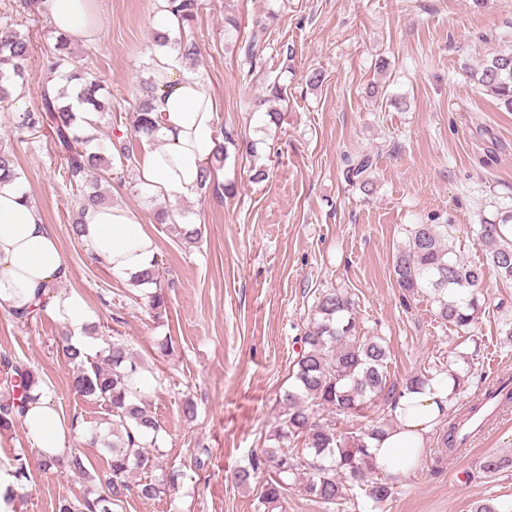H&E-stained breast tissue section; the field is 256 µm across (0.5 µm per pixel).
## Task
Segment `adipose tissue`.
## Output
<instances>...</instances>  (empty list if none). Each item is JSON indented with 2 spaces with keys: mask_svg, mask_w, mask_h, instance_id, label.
<instances>
[{
  "mask_svg": "<svg viewBox=\"0 0 512 512\" xmlns=\"http://www.w3.org/2000/svg\"><path fill=\"white\" fill-rule=\"evenodd\" d=\"M90 2L42 0L41 10L57 32L91 40L98 24ZM144 65L148 79L155 84L148 96L155 130L154 145L145 151L139 170L172 223L182 225L186 219L179 205L199 196L202 174L210 170L216 179L224 177L216 167L218 102L208 85L187 71L177 52L156 51ZM82 222L83 239L94 259L114 274H139L156 255L154 238L124 205L86 208ZM68 275L40 207L17 182L0 183V305L22 309L44 297L46 313L66 325L75 347L87 351L92 343L85 334L88 317L82 297L53 291ZM448 397V381L437 380L399 398L390 411L389 427L369 442L383 474L399 478L415 468ZM22 424L38 456L57 458L67 453L73 429L49 394L29 403Z\"/></svg>",
  "mask_w": 512,
  "mask_h": 512,
  "instance_id": "adipose-tissue-1",
  "label": "adipose tissue"
}]
</instances>
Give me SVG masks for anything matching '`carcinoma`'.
I'll use <instances>...</instances> for the list:
<instances>
[{
    "label": "carcinoma",
    "mask_w": 512,
    "mask_h": 512,
    "mask_svg": "<svg viewBox=\"0 0 512 512\" xmlns=\"http://www.w3.org/2000/svg\"><path fill=\"white\" fill-rule=\"evenodd\" d=\"M168 6L183 22L194 18L198 0H168ZM270 36L269 25L255 19L244 46L241 66L244 75L253 73L254 61ZM157 46L169 47L184 59L198 54L196 43L179 35L155 37ZM32 50L29 35L6 24L0 26V103L12 101L16 79L24 76ZM47 68L61 73L65 83L54 87L46 82L40 103L24 111L17 127L31 134L45 129L63 156L62 178L79 192L77 206L110 205L112 198L102 192L101 182L112 176L114 166L129 169L136 158L123 143L101 144L88 148L94 136H83L85 118L82 111L97 115L105 110L99 99L100 82L86 70L71 48V38L59 36L53 51L47 55ZM473 80L487 94L512 111V50L492 55L472 74ZM149 102L144 100L133 113L134 133L149 137L153 121L148 117ZM369 159L361 157L349 165L346 181L373 190ZM18 160L11 149L0 148V180L17 179ZM452 225L417 224L407 240L397 247L392 259L393 276L402 291L403 302L420 292L429 293L436 304V315L444 323L467 332L479 319L482 304L475 293L484 280L485 267L496 271L503 281H512V213L496 222L480 225L479 244L486 265H472L458 258L452 247ZM318 319L300 337L302 351L292 371L293 385L279 396L278 425L270 435L271 444L263 450V458L252 463V469L266 472L261 505L272 512H287L288 488L301 472L308 471L302 490L323 512H349L358 506V495L380 507L394 497L393 479L372 477L376 470L367 439L383 433L386 423L376 422L353 431H341L337 422L362 417L368 407L382 401L391 405L403 392L421 390L432 375L419 373L402 384L390 381L389 353L380 338L357 334L356 315L349 297L337 290L325 293L317 305ZM62 353L76 366L72 387L93 401L106 416L109 427L89 432V444L102 451L108 475L103 492L88 491L75 500L58 504V512H117L132 490L143 498L154 499L166 486L175 485L182 474L172 471L162 481H130L134 471L154 468L149 448L155 446L160 425L152 412L138 402L133 381L142 375L144 364L120 341L109 344L99 355L88 358L63 345ZM0 433L10 432L21 424L29 403L38 399L44 389L39 373L26 364L7 356L0 359ZM326 410L327 418L316 413ZM470 413L448 421L441 435L442 445L452 455L463 449L461 429ZM67 466L85 476L81 457L41 462L43 470ZM11 474L21 485L30 476L29 457L21 452L11 463Z\"/></svg>",
    "instance_id": "cac0c4a2"
}]
</instances>
